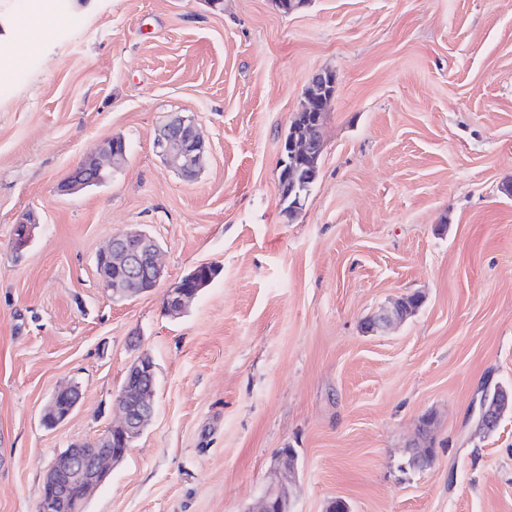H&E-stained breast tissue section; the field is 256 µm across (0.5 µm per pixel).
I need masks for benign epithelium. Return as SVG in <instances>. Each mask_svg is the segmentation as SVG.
Wrapping results in <instances>:
<instances>
[{
	"mask_svg": "<svg viewBox=\"0 0 512 512\" xmlns=\"http://www.w3.org/2000/svg\"><path fill=\"white\" fill-rule=\"evenodd\" d=\"M335 91V76L331 71H321L311 79V86L305 100L293 113L292 119L304 116L298 127L290 126L287 137L281 145L282 175L288 185L296 187L300 175L312 168V162L323 151L322 128L327 104ZM156 152L173 168L188 179L198 175L205 158V144L197 126L183 118L166 122L154 140ZM125 142L112 138L103 144L99 152L90 156L98 170L104 169V162L118 163L124 159ZM86 173H71L59 185V191L66 194L77 192L91 184ZM14 249L21 251L32 241L36 223L24 218L16 224ZM158 242L149 234L138 229H128L115 234L106 249L98 255L100 267L113 264L117 273L112 276L101 273L102 288L117 300L135 298L145 292V285H157L162 278L158 264ZM196 276L191 272L184 281L176 283L166 292V312L174 313L183 309L194 297L189 281ZM419 308L403 296L394 300L371 317L376 330H383L405 320ZM123 389L115 403L121 413L119 424L108 429L91 442L71 445L57 453L52 459L43 481L44 502L70 500L74 512H82L84 498L92 494L108 477L113 465L122 461L134 441L143 433L154 414L155 363L146 352L138 355L130 364ZM80 399L76 385L55 391L45 407L42 423L53 427L64 422L74 411ZM296 462L290 454L277 456V464L269 476L272 491L260 500L257 512H279L280 498L276 493L291 496Z\"/></svg>",
	"mask_w": 512,
	"mask_h": 512,
	"instance_id": "obj_1",
	"label": "benign epithelium"
}]
</instances>
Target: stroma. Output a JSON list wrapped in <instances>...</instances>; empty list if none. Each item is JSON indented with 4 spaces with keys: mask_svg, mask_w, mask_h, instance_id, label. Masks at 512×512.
Segmentation results:
<instances>
[{
    "mask_svg": "<svg viewBox=\"0 0 512 512\" xmlns=\"http://www.w3.org/2000/svg\"><path fill=\"white\" fill-rule=\"evenodd\" d=\"M0 27V512H37L53 457L118 423L144 352L154 416L84 512H252L282 448L291 512H512V413L477 426L482 390L512 387V0H0ZM321 70L319 175L290 216L279 145ZM172 117L205 142L195 180L154 149ZM114 137L102 184L58 192ZM131 228L163 278L116 301L96 258ZM201 264L219 276L165 315ZM125 156V142L121 138H112L103 144L99 152L89 158L94 162L99 171L104 169V161L119 163ZM197 274V269L191 272L188 276L183 278L184 281H179L174 286L169 288L166 292V312L175 313L177 310L184 309L187 304L194 297L189 286V281ZM420 305L421 302L418 304L409 303L407 301V296L398 298L389 306L382 308L371 317V320H369V322L371 321L373 324L371 329L383 330L389 328L414 314ZM80 395L79 387L76 385L55 391L45 407L42 416L43 425L53 427L64 422L76 408Z\"/></svg>",
    "mask_w": 512,
    "mask_h": 512,
    "instance_id": "1",
    "label": "stroma"
}]
</instances>
